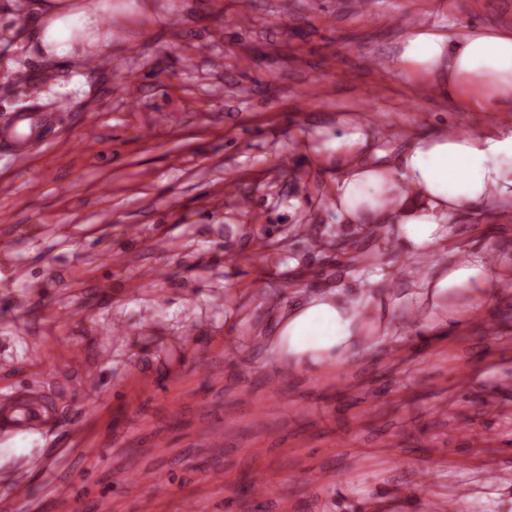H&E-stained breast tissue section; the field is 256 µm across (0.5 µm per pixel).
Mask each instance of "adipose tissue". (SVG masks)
Returning <instances> with one entry per match:
<instances>
[{"label": "adipose tissue", "mask_w": 512, "mask_h": 512, "mask_svg": "<svg viewBox=\"0 0 512 512\" xmlns=\"http://www.w3.org/2000/svg\"><path fill=\"white\" fill-rule=\"evenodd\" d=\"M109 0H45L35 25L47 57L65 59L98 41L99 20ZM399 69L448 81L452 95L512 102V30L473 27L464 34L421 24L408 30L396 58ZM512 160V124L480 132L413 136L399 170L383 164H346L336 188V205L352 222L394 213L406 244L423 250L443 239L450 216L512 195V174L501 160ZM403 194L393 208L378 198L382 188ZM367 323L361 308L326 292L285 314L277 329L279 356L294 366L334 363L350 354Z\"/></svg>", "instance_id": "ef3b65f1"}]
</instances>
